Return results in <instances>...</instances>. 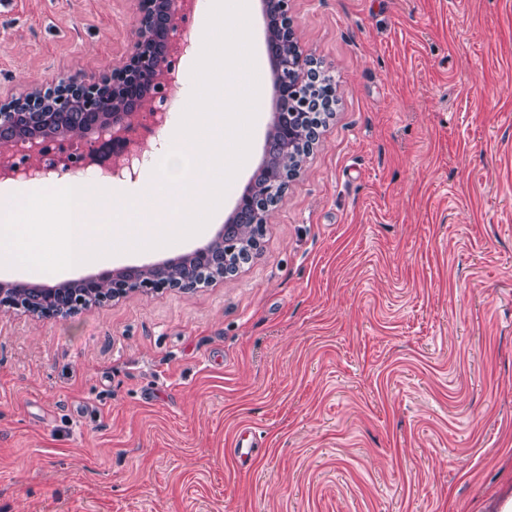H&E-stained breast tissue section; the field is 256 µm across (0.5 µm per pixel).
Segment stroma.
Instances as JSON below:
<instances>
[{"label":"stroma","mask_w":512,"mask_h":512,"mask_svg":"<svg viewBox=\"0 0 512 512\" xmlns=\"http://www.w3.org/2000/svg\"><path fill=\"white\" fill-rule=\"evenodd\" d=\"M338 102L236 275L0 308V512H503L512 0H292ZM137 0H0V102L131 53ZM261 119L215 238L263 159ZM258 456L230 453L244 427Z\"/></svg>","instance_id":"35a3bbf8"}]
</instances>
